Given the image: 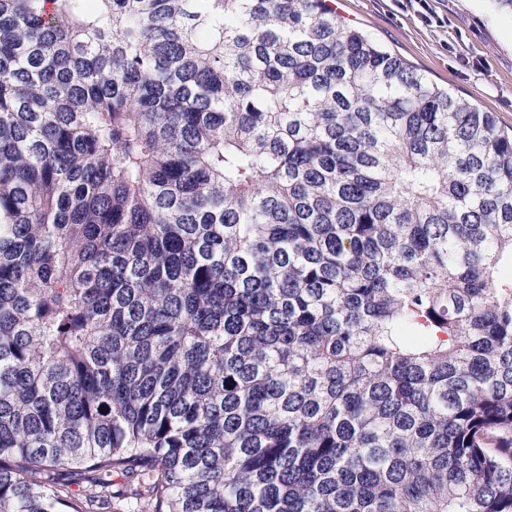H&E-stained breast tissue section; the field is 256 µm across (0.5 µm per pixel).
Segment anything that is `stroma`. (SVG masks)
Instances as JSON below:
<instances>
[{
	"instance_id": "35a3bbf8",
	"label": "stroma",
	"mask_w": 512,
	"mask_h": 512,
	"mask_svg": "<svg viewBox=\"0 0 512 512\" xmlns=\"http://www.w3.org/2000/svg\"><path fill=\"white\" fill-rule=\"evenodd\" d=\"M350 27L512 129V16L493 0H334Z\"/></svg>"
}]
</instances>
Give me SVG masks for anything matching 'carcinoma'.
<instances>
[{
  "instance_id": "obj_1",
  "label": "carcinoma",
  "mask_w": 512,
  "mask_h": 512,
  "mask_svg": "<svg viewBox=\"0 0 512 512\" xmlns=\"http://www.w3.org/2000/svg\"><path fill=\"white\" fill-rule=\"evenodd\" d=\"M74 2L0 0V512H512L494 114L327 0Z\"/></svg>"
}]
</instances>
